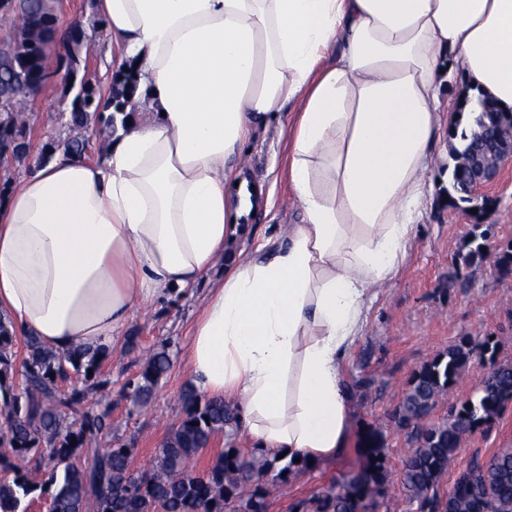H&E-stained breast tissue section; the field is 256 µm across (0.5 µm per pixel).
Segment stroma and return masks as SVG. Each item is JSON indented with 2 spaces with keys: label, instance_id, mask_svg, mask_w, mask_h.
Segmentation results:
<instances>
[{
  "label": "stroma",
  "instance_id": "stroma-1",
  "mask_svg": "<svg viewBox=\"0 0 512 512\" xmlns=\"http://www.w3.org/2000/svg\"><path fill=\"white\" fill-rule=\"evenodd\" d=\"M62 25L80 22L95 30L97 51L83 55L82 64L100 95L110 94L116 71L112 65V45L95 0H59ZM70 99L63 84L42 90L26 106L27 122L32 129L31 152H40L50 139H65L71 131L63 120ZM289 113H282L266 130L259 132L246 146L250 153L248 167L252 181L273 192L270 209L259 210L246 236L236 250H253L265 238L299 221L297 204L287 185L285 158ZM447 154H440L431 171L435 199L418 224L408 247L406 262L391 285L377 289L366 313L360 336L346 354L341 374L352 395V436L348 450L336 463L297 473L287 486L275 489L271 512H290L291 504L307 498L358 471L365 462L362 446L371 429L383 428L385 455L390 482L381 512H409L400 478L408 442L403 433L393 429L389 416L396 409L402 390L412 373L438 353L457 344L462 337H491L497 348L496 358L474 354L468 370L456 386L449 388L433 417L442 419L453 404L474 394L493 360L512 361V272H502L497 265L501 246L512 242V160L506 162L496 182L484 189L490 208L472 213L450 207L443 192L447 181ZM486 230L491 247L484 259L470 265L456 260L475 225ZM209 288L208 282L175 293L163 304L135 313L126 333L137 337L134 352L117 345L103 370L110 383L98 393L111 409L110 426L97 444L106 448L118 441H134L135 464L149 469L158 444L179 424L183 409L181 388L191 378L185 364L193 321ZM169 348L173 366L160 382L147 408L140 411L124 397L125 383L135 377L140 367L160 348ZM363 387H356L358 379ZM512 447V402L488 425L468 434L448 467L449 474L464 468L472 456L490 457L496 449Z\"/></svg>",
  "mask_w": 512,
  "mask_h": 512
}]
</instances>
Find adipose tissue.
<instances>
[{
    "label": "adipose tissue",
    "mask_w": 512,
    "mask_h": 512,
    "mask_svg": "<svg viewBox=\"0 0 512 512\" xmlns=\"http://www.w3.org/2000/svg\"><path fill=\"white\" fill-rule=\"evenodd\" d=\"M143 112L105 158L33 160L0 199V312L66 351L204 279L249 217L245 143L292 114L300 221L209 288L186 366L251 447L324 466L344 451L342 359L431 201L472 96L512 111V0H96Z\"/></svg>",
    "instance_id": "ef3b65f1"
}]
</instances>
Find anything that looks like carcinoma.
Returning a JSON list of instances; mask_svg holds the SVG:
<instances>
[{
  "label": "carcinoma",
  "instance_id": "carcinoma-1",
  "mask_svg": "<svg viewBox=\"0 0 512 512\" xmlns=\"http://www.w3.org/2000/svg\"><path fill=\"white\" fill-rule=\"evenodd\" d=\"M8 12L18 17L6 46L0 51V79L11 78L5 89L7 111H0V139L13 142L29 130L17 107L27 102L26 91L51 70L78 72L85 32L75 23L67 32L64 53L49 65L48 45L59 31L57 0H9ZM74 92L69 112L71 128L87 126L96 116L102 126L115 128L114 113L125 111L126 94L133 92L132 75L117 71L108 105L102 104L94 84L86 77L69 85ZM458 112L469 122L448 131V204L463 210L477 207L471 175L459 163L472 152L484 131L508 120L487 99L461 98ZM85 142L69 138L46 141L44 159L61 150L82 156ZM486 232L473 233L461 260L472 264L483 258ZM15 327L0 314V512H26L25 499L50 503L51 512H259L271 503L272 489L283 487L301 470L293 461L255 449L243 451L227 445L202 470L192 462L208 447L214 434L236 422L222 400L202 399L196 387L185 385L179 394L183 417L154 451L151 468L134 465L137 449L117 442L99 448L97 438L109 426V410L95 409L91 398L109 384L101 372L110 348L76 346L65 352L25 337L23 357L14 350ZM495 352L491 337L477 341L465 336L447 351L435 355L411 376L402 391L391 425L405 433L410 445L404 461L403 491L416 512H512V448H499L488 467L474 458L453 480L447 497L439 495L448 465L464 437L490 423L512 401V362L501 361L482 380L475 394L453 408L440 421L431 419L439 399L462 381L475 351ZM172 367L164 346L154 352L135 378L125 384L133 406L147 407L159 381ZM93 374H88V371ZM384 436L371 430L366 438V469L347 476L336 486L294 502L290 512H369L380 506L386 493L388 469L383 454Z\"/></svg>",
  "mask_w": 512,
  "mask_h": 512
}]
</instances>
